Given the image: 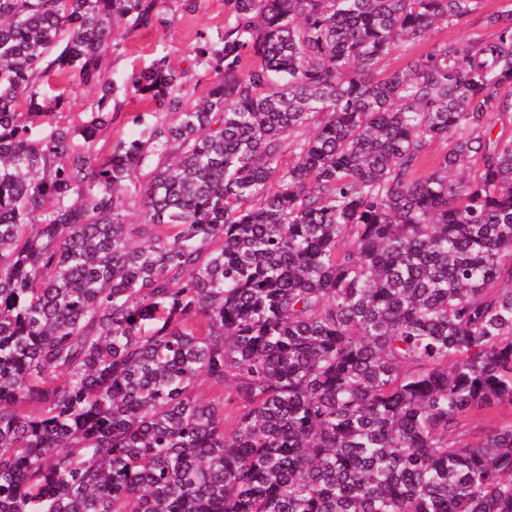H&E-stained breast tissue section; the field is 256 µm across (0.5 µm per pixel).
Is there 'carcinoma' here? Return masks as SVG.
<instances>
[{
  "label": "carcinoma",
  "mask_w": 512,
  "mask_h": 512,
  "mask_svg": "<svg viewBox=\"0 0 512 512\" xmlns=\"http://www.w3.org/2000/svg\"><path fill=\"white\" fill-rule=\"evenodd\" d=\"M480 4L224 0L104 155L158 0H0V512H512V10L384 68ZM99 94L98 89L95 88L79 89L76 94L68 88L66 92L69 99L68 106L57 110L53 108V102L50 101L46 104V107L48 112H62L57 114L61 122L76 125L81 123L82 113L88 111L90 104Z\"/></svg>",
  "instance_id": "1"
}]
</instances>
